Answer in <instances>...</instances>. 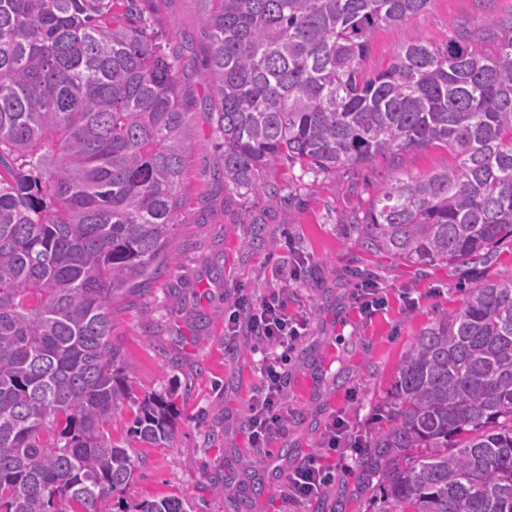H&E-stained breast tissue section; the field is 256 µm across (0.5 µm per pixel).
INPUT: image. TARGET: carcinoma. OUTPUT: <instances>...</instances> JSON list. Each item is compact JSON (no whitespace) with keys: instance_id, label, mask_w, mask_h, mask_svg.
Masks as SVG:
<instances>
[{"instance_id":"cac0c4a2","label":"carcinoma","mask_w":512,"mask_h":512,"mask_svg":"<svg viewBox=\"0 0 512 512\" xmlns=\"http://www.w3.org/2000/svg\"><path fill=\"white\" fill-rule=\"evenodd\" d=\"M117 2L0 0V512H101L137 469L105 434L132 395L114 309L172 261L191 101L179 53ZM430 2L199 0L224 181L274 208L268 168L334 176L440 144L448 165L381 187L355 241L462 265L512 237V21H488L492 50L463 26L362 76L373 31ZM175 415L147 396L132 432L167 441ZM384 419L358 464L383 512H512L511 272L414 337Z\"/></svg>"}]
</instances>
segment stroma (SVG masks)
Returning <instances> with one entry per match:
<instances>
[{"label": "stroma", "mask_w": 512, "mask_h": 512, "mask_svg": "<svg viewBox=\"0 0 512 512\" xmlns=\"http://www.w3.org/2000/svg\"><path fill=\"white\" fill-rule=\"evenodd\" d=\"M137 6L182 58L180 83L195 102L194 148L170 245L175 261L120 307L112 337L136 396L173 391L177 428L171 442L150 447L130 433L135 405L125 401L114 409L107 430L139 468L103 508L113 512L119 500L133 505L173 494L192 502L195 512H236L242 500L252 501V512H275L283 475L319 456L335 468V482L288 512H377L375 486L362 481L357 455L332 454L328 429L339 419L365 437L382 427L381 409L412 339L458 309L471 287L512 271V238L485 262L444 267L376 255L349 235L348 223L367 212L380 187L447 165V150L437 146L405 153L395 166L378 158L334 177L297 163L267 169L264 181L285 186L289 195L271 212L259 195L225 188L211 94L200 78L208 39L198 0H137ZM490 17L511 19L512 0H431L405 26L375 30L362 74L386 70L408 37L440 45L463 25L476 44L493 47ZM257 219L265 238L260 246L251 241ZM217 259L224 268L219 277L211 269ZM367 283L385 298L369 317L356 300ZM274 291L283 293L289 316L304 330L284 367L288 433L259 450L244 425L262 381L261 354L252 341L226 336L225 320L239 298L257 302ZM286 448L291 456H283ZM216 485L224 493H213Z\"/></svg>", "instance_id": "stroma-1"}]
</instances>
